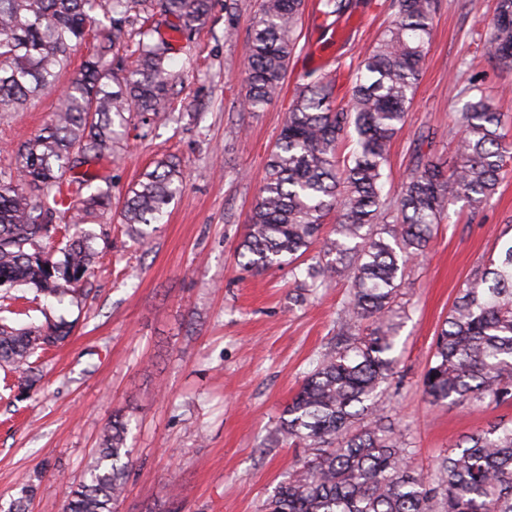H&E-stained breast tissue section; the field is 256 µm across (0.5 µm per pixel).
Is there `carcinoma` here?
<instances>
[{"instance_id": "obj_1", "label": "carcinoma", "mask_w": 512, "mask_h": 512, "mask_svg": "<svg viewBox=\"0 0 512 512\" xmlns=\"http://www.w3.org/2000/svg\"><path fill=\"white\" fill-rule=\"evenodd\" d=\"M305 0H261L248 46L242 106L278 101L299 44ZM437 0H391V22L352 71L351 95L339 101L329 74L302 84L288 109L239 244L244 270L292 266L323 242L301 287L328 288L347 274L349 293L336 313V343L284 410L275 441L302 444L307 456L266 499L263 512H512V424L464 437L432 472L409 466L412 449L383 422L380 396L398 374L394 356L401 268L422 257L448 205L483 209L501 183L512 144L501 117L471 85L458 122L456 161L444 169L419 155L394 197L384 193L392 141L403 133L431 38ZM352 0H319L323 22ZM183 37L204 27L211 0H0V109L19 110L55 86L89 30L108 34L67 84L50 123L0 168V287L24 284L37 295L78 299V284L97 252L82 225L112 208L111 186L92 187L86 168L112 157L117 129L149 124L177 110L168 43L155 39L154 14ZM140 22L131 65L112 66V49ZM488 53L512 67V0H498L487 23ZM356 136L357 148L340 156ZM168 159L142 174L123 209L130 233L147 227L180 190ZM336 213L331 236L321 234ZM62 258L53 259L55 252ZM0 367L34 383L40 350L64 341L66 323H13L24 310L3 305ZM371 322L366 334L363 321ZM422 380L433 405L512 403V242L462 284L433 340ZM374 421L363 424L367 417ZM127 424L115 414L84 474L66 484L64 512H114L128 478Z\"/></svg>"}]
</instances>
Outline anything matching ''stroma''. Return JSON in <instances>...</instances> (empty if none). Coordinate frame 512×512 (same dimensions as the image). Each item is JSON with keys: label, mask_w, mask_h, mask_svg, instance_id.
<instances>
[{"label": "stroma", "mask_w": 512, "mask_h": 512, "mask_svg": "<svg viewBox=\"0 0 512 512\" xmlns=\"http://www.w3.org/2000/svg\"><path fill=\"white\" fill-rule=\"evenodd\" d=\"M318 0H306L298 49L280 100L258 112L241 99L246 49L259 0H212V16L191 40L172 43L170 65L195 121L156 118L131 128L96 165L112 183V209L91 224L98 255L81 302L9 289L34 321L66 320L73 332L40 354L38 380L26 386L0 370V505L32 486L30 512H63L65 481L80 477L113 414L129 422L127 492L116 512H263L303 450L275 443L272 431L306 373L336 337L346 276L307 291L287 270L242 269L246 231L265 164L296 86L313 70H336V94L349 97V67L391 19V0H357L344 38L325 30ZM496 0H438L428 54L403 134L390 151L396 194L414 163L413 138L430 131V155L455 161L463 93L476 82L505 121L512 142V70L485 46ZM47 92L19 112H0V168L49 121ZM180 162L183 190L139 245L121 222L129 188L156 161ZM427 253L402 269L397 354L402 375L380 405L408 442L416 469L466 435L512 420V404L430 405L422 378L434 333L465 279L498 253L512 223V159L497 195L477 213L451 205Z\"/></svg>", "instance_id": "1"}]
</instances>
